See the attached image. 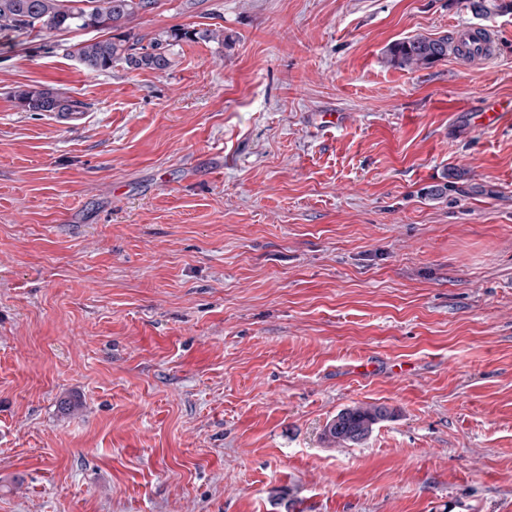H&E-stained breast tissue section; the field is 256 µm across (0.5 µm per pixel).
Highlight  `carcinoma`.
Returning a JSON list of instances; mask_svg holds the SVG:
<instances>
[{
	"label": "carcinoma",
	"instance_id": "cac0c4a2",
	"mask_svg": "<svg viewBox=\"0 0 512 512\" xmlns=\"http://www.w3.org/2000/svg\"><path fill=\"white\" fill-rule=\"evenodd\" d=\"M155 5L156 0H0V33L29 36L34 32L102 30L108 37L74 44V53L87 72L108 71L119 63L129 69L162 72L172 64L174 47L190 37L191 32L174 28L146 41L127 30L133 18ZM453 43L448 35L407 37L387 49V61L404 69L427 67L455 53ZM13 96L32 112H49L59 117L82 115L87 108V104L67 92L43 85L21 86ZM392 416L384 405L354 404L326 422L323 438L334 446L358 444L372 434L376 425Z\"/></svg>",
	"mask_w": 512,
	"mask_h": 512
}]
</instances>
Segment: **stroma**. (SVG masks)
Listing matches in <instances>:
<instances>
[{
	"label": "stroma",
	"instance_id": "obj_1",
	"mask_svg": "<svg viewBox=\"0 0 512 512\" xmlns=\"http://www.w3.org/2000/svg\"><path fill=\"white\" fill-rule=\"evenodd\" d=\"M461 25L492 60L388 64ZM130 26L193 36L101 73L73 54L96 30L0 36V512H512V122L470 121L512 100V12L159 0ZM33 84L84 118L28 111ZM362 402L394 416L326 447ZM459 35L469 40L470 58L483 59L492 54L496 41L488 31L477 27H465L459 31ZM13 96L32 112H49L59 117L83 115L87 104L67 95V92L43 85L18 87Z\"/></svg>",
	"mask_w": 512,
	"mask_h": 512
}]
</instances>
